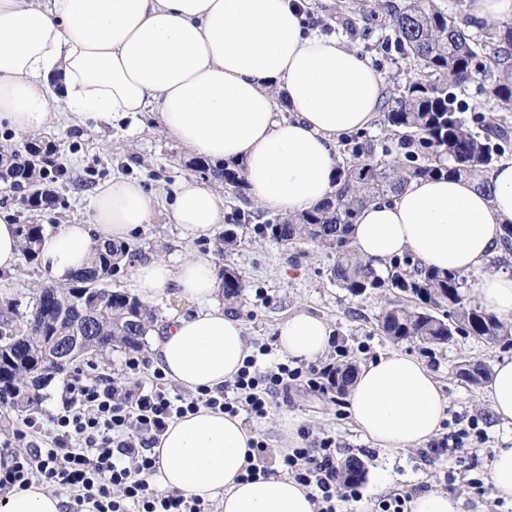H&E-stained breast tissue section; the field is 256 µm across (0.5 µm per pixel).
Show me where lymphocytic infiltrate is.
Here are the masks:
<instances>
[{"label":"lymphocytic infiltrate","instance_id":"1","mask_svg":"<svg viewBox=\"0 0 512 512\" xmlns=\"http://www.w3.org/2000/svg\"><path fill=\"white\" fill-rule=\"evenodd\" d=\"M324 369L314 365L259 372L247 358L233 381L235 398L223 391L170 397L162 383H115L73 378L61 409L53 418L56 433L47 448H23L0 463V495L28 488L32 481L69 493L72 512H210L198 496L161 491L152 483L158 469L153 451L170 420L206 406L229 415L246 411L263 417L269 399L287 381L306 378L319 386ZM340 450L333 438L318 447L296 448L282 464L302 486L310 488L316 512H339V501H357L361 484L339 482Z\"/></svg>","mask_w":512,"mask_h":512}]
</instances>
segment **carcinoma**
<instances>
[{"label": "carcinoma", "instance_id": "carcinoma-1", "mask_svg": "<svg viewBox=\"0 0 512 512\" xmlns=\"http://www.w3.org/2000/svg\"><path fill=\"white\" fill-rule=\"evenodd\" d=\"M383 9L389 29L384 41L394 44L399 54L419 68L411 80L388 90L384 126L399 147V155L386 159L390 149H376L364 134L343 138L334 194L310 210L267 219L256 225V231L286 248L310 242L332 253L331 279L354 296L378 288L403 293L406 301L390 303L378 321L379 331L394 341L443 345L460 331L491 342L511 336L512 326L465 302L457 274L428 268L410 255L391 259L382 274L352 246V227L367 203L385 200L413 180L470 179L496 161L491 139L512 140V127L494 116L483 119L481 131L474 130L448 94V85L463 86L482 70L493 77L488 93L499 111L512 112V23L489 26L484 39L478 41L462 22L439 9L435 0H402L399 4L359 0L357 17L339 15L336 24L353 30L359 22L377 21ZM53 153V144L31 139L21 151L6 149L0 154V177L12 180L14 188L26 194L31 211L47 210L54 202L53 191L34 175L52 164ZM194 167L226 187L245 186L238 164L217 167L198 159ZM44 231V225L33 219L18 225L26 260L38 257ZM128 256L123 244L97 246L90 266L77 273L72 284L37 288L33 308L20 325L12 306L5 305L0 311L1 408L30 409L50 378L66 372L88 353L142 348L156 322L154 313L136 297L101 286ZM219 276L224 297L229 301L238 298L243 288L240 274L225 267ZM355 372L352 363L336 365L330 387L344 394ZM459 375L478 384L489 370L481 362H463ZM363 474L360 460L351 458L342 462L339 480Z\"/></svg>", "mask_w": 512, "mask_h": 512}]
</instances>
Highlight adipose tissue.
<instances>
[{
  "label": "adipose tissue",
  "instance_id": "1",
  "mask_svg": "<svg viewBox=\"0 0 512 512\" xmlns=\"http://www.w3.org/2000/svg\"><path fill=\"white\" fill-rule=\"evenodd\" d=\"M305 0H0V124L30 135L65 112L109 119L155 113L161 130L191 155L242 165L254 209L295 213L334 190L336 143L368 128L384 89L381 74L333 35L306 29ZM155 195L116 178L92 202L93 221L46 235L38 261L53 282L86 268L99 244L127 240L150 223ZM168 223L189 239L224 224L217 184L185 177L164 202ZM512 221V161L480 180L427 178L365 206L353 227L357 252L384 267L409 254L439 271H481L472 295L512 320V275L486 270ZM142 302L167 289L196 310L154 325L158 368L184 390H216L250 355L240 318L214 304L219 281L210 257L135 262L126 283ZM282 354L312 362L333 329L302 310L276 328ZM489 395L512 426V357L494 362ZM356 428L381 448L428 442L448 401L417 357L392 351L360 365L347 397ZM254 435L242 417L200 407L169 422L155 452L156 480L216 502L218 512H315L293 478L242 480ZM0 512H63L41 482L0 500Z\"/></svg>",
  "mask_w": 512,
  "mask_h": 512
}]
</instances>
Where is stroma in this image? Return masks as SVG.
<instances>
[{
    "mask_svg": "<svg viewBox=\"0 0 512 512\" xmlns=\"http://www.w3.org/2000/svg\"><path fill=\"white\" fill-rule=\"evenodd\" d=\"M354 2L312 0L313 8L307 13L310 26L344 39L383 78L403 81L413 77L416 66L402 59L396 49L374 50V43L382 35L380 26L354 33L330 21L329 15L336 6ZM38 137L57 146L55 168L48 171L46 178L57 200L51 209L38 216L39 222L48 227L90 223L91 198L112 179L139 181L146 191L162 199L171 194L181 178L194 173L191 155L163 134L156 118L150 115L134 120H103L68 112L59 127L41 131ZM233 230L237 244L222 253L218 250V238H183L158 210L150 224L130 239L129 246L146 258L161 256L175 261L195 252L211 256L215 266L234 267L245 283L241 297L228 304L219 294L215 301L243 321L252 351L270 347V354L261 357V364L284 361V354L275 348L276 327L288 313L304 308L322 315L333 325L332 341L323 364L345 360L361 364L391 351L414 355L434 373L448 398V417L440 436L453 434L471 418L476 419L481 432L480 437L465 441L457 462L444 455L425 458L416 449L385 451L356 430L344 397L326 389H313L306 381L298 380L274 395L264 418H244L253 433L263 435L268 443V471L277 474L282 470L278 448L282 426L289 422L297 427V447L310 448L317 440L330 436L344 456L365 462L363 496L360 501L342 503L343 512H375L378 502L385 497L429 490H442L459 498L462 512H512L511 501L497 498L492 492L477 493L469 484L470 478L476 476L488 478L495 451L504 447L508 432L499 426L492 412L486 385H470L457 374L459 363L465 359L490 365L501 357L512 356V338L489 343L458 335L439 346L393 341L379 331L378 318L388 303L399 300V291L351 295L331 280L330 253L310 245L284 250L271 238L256 235L250 224L234 225ZM46 281L36 262L23 261L15 271H0V307L12 304L15 319H22L32 306L33 285ZM133 357L140 362L135 372L127 367ZM91 361L94 376L116 382L132 379L147 386L155 370L146 348L136 353L116 349L104 357L92 356Z\"/></svg>",
    "mask_w": 512,
    "mask_h": 512,
    "instance_id": "obj_1",
    "label": "stroma"
}]
</instances>
